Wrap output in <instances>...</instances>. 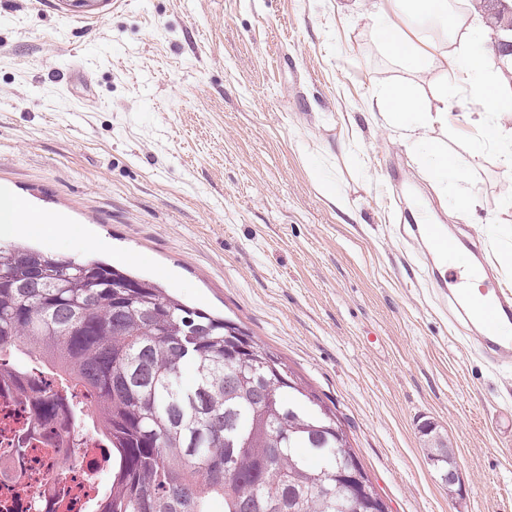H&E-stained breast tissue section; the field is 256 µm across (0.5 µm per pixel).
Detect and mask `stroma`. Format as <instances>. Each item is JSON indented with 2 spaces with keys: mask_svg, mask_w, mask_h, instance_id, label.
I'll list each match as a JSON object with an SVG mask.
<instances>
[{
  "mask_svg": "<svg viewBox=\"0 0 512 512\" xmlns=\"http://www.w3.org/2000/svg\"><path fill=\"white\" fill-rule=\"evenodd\" d=\"M434 76L382 51L365 0H0V186L63 220L49 255L115 262L240 322L346 425L389 512H512V362L475 351L404 219L483 246L512 286V194L498 152L458 128L477 195L434 180L374 104ZM332 186L350 204L325 197ZM455 450L462 491L428 465L419 426Z\"/></svg>",
  "mask_w": 512,
  "mask_h": 512,
  "instance_id": "stroma-1",
  "label": "stroma"
}]
</instances>
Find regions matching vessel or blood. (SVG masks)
Returning <instances> with one entry per match:
<instances>
[{"mask_svg": "<svg viewBox=\"0 0 512 512\" xmlns=\"http://www.w3.org/2000/svg\"><path fill=\"white\" fill-rule=\"evenodd\" d=\"M481 284L477 289L443 290L441 298L448 304L452 319L480 328L479 350L488 360L512 357V286L483 281L482 270H475Z\"/></svg>", "mask_w": 512, "mask_h": 512, "instance_id": "1", "label": "vessel or blood"}]
</instances>
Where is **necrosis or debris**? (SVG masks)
Masks as SVG:
<instances>
[{
	"instance_id": "obj_1",
	"label": "necrosis or debris",
	"mask_w": 512,
	"mask_h": 512,
	"mask_svg": "<svg viewBox=\"0 0 512 512\" xmlns=\"http://www.w3.org/2000/svg\"><path fill=\"white\" fill-rule=\"evenodd\" d=\"M12 478L0 476V512H95L102 493L96 476L111 469L112 451L93 430H75L67 415L46 422L12 382L0 377V463Z\"/></svg>"
}]
</instances>
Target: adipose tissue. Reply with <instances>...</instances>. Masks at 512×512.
I'll use <instances>...</instances> for the list:
<instances>
[{
    "instance_id": "obj_1",
    "label": "adipose tissue",
    "mask_w": 512,
    "mask_h": 512,
    "mask_svg": "<svg viewBox=\"0 0 512 512\" xmlns=\"http://www.w3.org/2000/svg\"><path fill=\"white\" fill-rule=\"evenodd\" d=\"M369 16L382 44L394 55L406 59L419 72L437 75L435 111L422 107L418 87L411 83H392L379 93L377 105L384 118L424 147V156L437 180L463 177L466 163L441 148L429 133L462 121L465 135L477 145H494L504 165H512V113L503 105L505 95L497 80L488 73L485 61L462 64L456 46L466 44L473 33L469 14L451 8L449 0H369ZM435 23L448 36L449 49L440 53L419 36L418 25ZM468 89L484 110L456 115L448 106L449 90ZM61 221L32 211L20 199L0 189V233L38 232L54 236L61 232Z\"/></svg>"
}]
</instances>
